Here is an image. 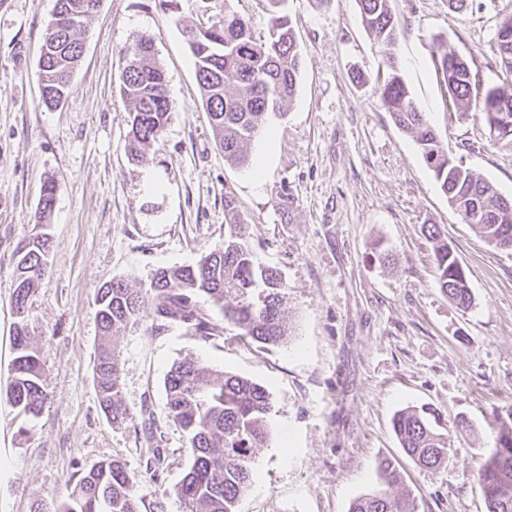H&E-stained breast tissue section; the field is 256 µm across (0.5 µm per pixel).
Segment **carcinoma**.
<instances>
[{
  "label": "carcinoma",
  "mask_w": 512,
  "mask_h": 512,
  "mask_svg": "<svg viewBox=\"0 0 512 512\" xmlns=\"http://www.w3.org/2000/svg\"><path fill=\"white\" fill-rule=\"evenodd\" d=\"M91 0H56L79 20L93 13ZM362 23L379 47L386 74L376 77V91L394 123L412 134L449 204L467 224L497 250L512 251V197L455 163L437 139L426 113L420 111L397 71L394 48L397 21L390 0H358ZM209 125L224 160L244 163L246 148L270 113H283L295 95L301 67L290 20L271 19L268 34L254 37L251 27L235 15L205 27L185 30ZM503 83L512 86V31L497 34L492 47ZM83 54L77 29L48 28L38 67L50 108L67 93ZM129 59L120 89L131 103L127 149L140 157L156 143L172 119L165 76L154 61L150 40L127 47ZM433 62L448 94V109L475 108L487 125H496V139L512 144V92L496 87L480 93L475 63L438 46ZM224 246L204 255L196 264L161 268L144 288L133 289L124 280L101 286L96 305L101 340L94 356V379L100 407L112 424L134 421L121 405L119 354L116 338L152 306L157 327L179 324L204 341L223 337L205 303L217 307L236 334L233 339L262 348L288 337L284 320L285 292L280 272L256 261L248 225L231 194H224ZM432 246L435 282L441 294L467 309L473 295L464 269L436 224L425 225ZM50 235L34 229L14 251L16 286L12 307L14 375L7 399L25 418L39 416L45 407L43 367L30 342L29 299L48 266ZM167 420L186 436L192 463L173 488L183 512H237L236 506L252 479L254 449L267 444L272 398L262 385L243 376L209 368L187 357L172 364L164 380ZM439 414L430 407L395 414L393 429L403 452L423 469L433 470L448 460V435L438 430ZM387 489L357 497L350 512H414L413 502L388 489L399 474L388 459L377 463ZM486 512H512V428L499 427L495 450L477 472ZM139 480L120 460L103 461L84 471L65 501L53 512H139Z\"/></svg>",
  "instance_id": "cac0c4a2"
}]
</instances>
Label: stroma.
<instances>
[{
  "mask_svg": "<svg viewBox=\"0 0 512 512\" xmlns=\"http://www.w3.org/2000/svg\"><path fill=\"white\" fill-rule=\"evenodd\" d=\"M511 0H393L400 74L448 152L512 196V147L479 112H449L432 50L474 60L482 89L502 77L490 51ZM55 0H0V512L66 499L92 465L118 459L140 480V512H182L172 489L191 463L165 416L164 378L195 358L256 381L273 401L271 435L256 449L238 512H348L381 487L392 458L398 494L415 512H485L477 471L512 413V252L462 222L374 92L381 66L357 0H101L80 31L84 54L60 107L41 101L40 48ZM255 35L288 15L302 53L296 95L227 163L202 106L184 30L224 13ZM150 39L174 117L139 162L126 154L130 106L120 93L126 47ZM56 186L51 248L32 297L31 341L47 403L35 418L6 400L12 376L16 245L31 234L45 181ZM290 190L292 202L281 198ZM249 226L258 261L286 285L290 335L260 349L230 336L203 342L141 312L118 339L123 406L150 409L163 432L159 481L143 432L109 423L94 382L98 288L148 284L155 270L192 265L224 242V196ZM427 224L441 225L473 292L466 310L435 284ZM389 253L383 265L377 251ZM437 409L448 461L416 466L394 414Z\"/></svg>",
  "mask_w": 512,
  "mask_h": 512,
  "instance_id": "35a3bbf8",
  "label": "stroma"
}]
</instances>
